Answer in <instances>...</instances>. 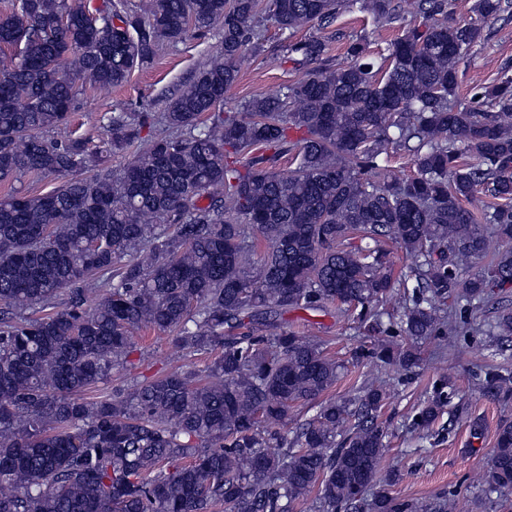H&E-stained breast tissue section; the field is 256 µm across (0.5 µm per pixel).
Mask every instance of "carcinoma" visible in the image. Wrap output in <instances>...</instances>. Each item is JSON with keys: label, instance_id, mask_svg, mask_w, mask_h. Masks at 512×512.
Segmentation results:
<instances>
[{"label": "carcinoma", "instance_id": "1", "mask_svg": "<svg viewBox=\"0 0 512 512\" xmlns=\"http://www.w3.org/2000/svg\"><path fill=\"white\" fill-rule=\"evenodd\" d=\"M413 5L419 22L403 28L387 66L361 37L344 61L318 37L291 41L302 76L230 112L224 96L257 48L261 0L9 2L0 46L18 61L0 66V182H63L0 197V512H288L309 499L320 512H420L391 495L397 475L377 483L390 390L374 378L352 402L320 400L340 365L283 321L336 303L379 331L394 285L384 239L419 260L421 296L402 318L414 339L450 327L445 299L457 289L512 281V77L473 105L458 100L459 61L485 26L448 21L447 0ZM340 7L270 0L268 12L285 33L328 23ZM362 7L382 23L398 18L393 0ZM504 10L502 0L475 5L486 21ZM215 26L222 53L181 86L148 146L117 173L82 176L85 142L69 124L78 93L121 86L159 45ZM147 119L112 115L100 153L127 152ZM391 146L413 153L414 176L381 172ZM266 151L291 156L288 174L265 166ZM479 190L494 202L474 211L466 203ZM63 293L65 308L28 315ZM143 325L211 355L206 378L175 370L84 399ZM373 355L420 361L387 342ZM511 385V371L484 367L485 390ZM315 402V420L288 436L293 409ZM443 406L429 402L417 424ZM478 484L512 489L511 421Z\"/></svg>", "mask_w": 512, "mask_h": 512}]
</instances>
